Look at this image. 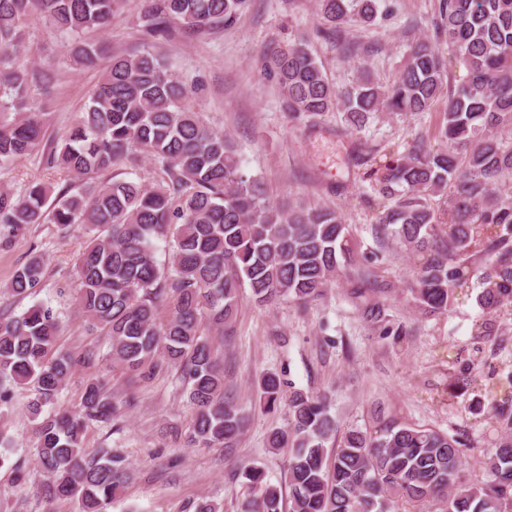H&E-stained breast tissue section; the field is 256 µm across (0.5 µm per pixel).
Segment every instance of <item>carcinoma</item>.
<instances>
[{"label":"carcinoma","instance_id":"1","mask_svg":"<svg viewBox=\"0 0 512 512\" xmlns=\"http://www.w3.org/2000/svg\"><path fill=\"white\" fill-rule=\"evenodd\" d=\"M120 0H0V94L15 113L0 121V166L41 150L45 113L28 106L33 83L44 84L21 52L33 19L75 34L109 27ZM246 0H152L149 31L166 34L174 23L196 30L230 26ZM381 0H317L320 19L336 33L375 22ZM447 51L426 40L410 44L389 84L370 77L338 89L307 44L272 45L260 58L277 80L293 116L344 112L360 129L372 114L426 112L448 94L440 137L447 147L422 141L405 155L385 156L370 171L382 199L376 223L417 257L410 293L428 313H443L472 277L478 302L496 312L512 301V0H443L438 26ZM105 48L70 47L76 64L89 66ZM461 61L464 83L448 88L449 67ZM189 90L149 51L114 55L90 103L70 128L61 152L50 156L75 184L59 190L35 183L16 195L0 191V231L15 236L30 224L79 229L90 241L76 260L81 310L109 340L112 362L149 378L163 367L180 371L194 407L185 445L232 447L246 417L224 392V366L208 332L230 330L243 293L258 306L292 300L305 306L349 270L351 295L363 316L381 315L373 272L353 266L352 236L330 208L274 204L258 178L243 174L234 142L184 104ZM152 157L164 177L152 185L95 175ZM172 242L168 261L157 242ZM45 258L30 256L6 287L22 300L37 291ZM171 304L164 323L161 302ZM60 322L35 303L0 314V381L31 385L29 407L37 423L38 467L50 493L72 500L78 512H103L131 478L125 456L85 444L89 421L109 422L118 407L100 380L85 384L75 410L52 407L63 384L94 352L57 344ZM264 410L287 407L288 426L268 437L288 449L284 502L279 486L259 465L240 468L251 489L242 512H394L399 502L419 512H512V375L483 384L488 408L504 436L465 473L462 443L444 431L389 419L373 429L350 428L329 451L338 425L326 399L287 392L278 374L258 381Z\"/></svg>","mask_w":512,"mask_h":512}]
</instances>
